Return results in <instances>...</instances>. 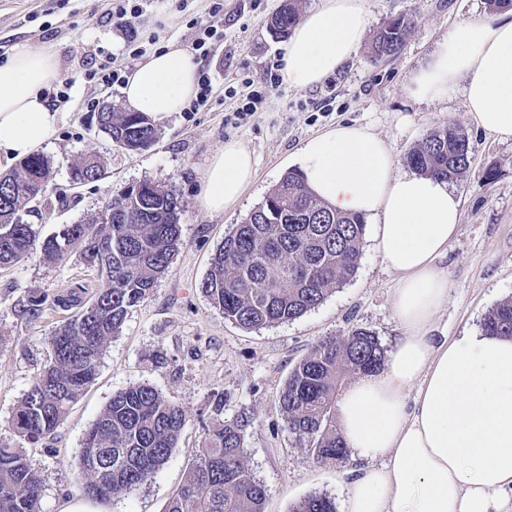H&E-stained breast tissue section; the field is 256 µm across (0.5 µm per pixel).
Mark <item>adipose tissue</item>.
I'll list each match as a JSON object with an SVG mask.
<instances>
[{
	"instance_id": "obj_1",
	"label": "adipose tissue",
	"mask_w": 512,
	"mask_h": 512,
	"mask_svg": "<svg viewBox=\"0 0 512 512\" xmlns=\"http://www.w3.org/2000/svg\"><path fill=\"white\" fill-rule=\"evenodd\" d=\"M368 25L364 0H320L288 40L283 83H321L356 53ZM197 69L187 49L167 45L127 76L124 102L165 120L195 97ZM58 77L54 53L27 43L0 63V157L52 143L63 114L45 91ZM408 89L421 102L461 93L476 128L512 141V17L456 22ZM297 162L316 196L372 220L377 253L396 276L400 335L382 368L352 380L336 402L338 431L357 462L343 512H512V339L481 329L442 342L429 334L448 296L442 261L459 231L460 197L442 180L398 173L387 142L354 124L306 140ZM255 172L252 152L225 141L202 174V208L236 207Z\"/></svg>"
}]
</instances>
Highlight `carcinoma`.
<instances>
[{
  "instance_id": "carcinoma-1",
  "label": "carcinoma",
  "mask_w": 512,
  "mask_h": 512,
  "mask_svg": "<svg viewBox=\"0 0 512 512\" xmlns=\"http://www.w3.org/2000/svg\"><path fill=\"white\" fill-rule=\"evenodd\" d=\"M299 21L297 0H287L270 27L284 38ZM415 20L399 16L376 33V55L401 51ZM99 131L129 151L151 147L156 128L143 112L107 106L96 116ZM413 171L455 181L471 167L469 136L456 123L434 128L405 159ZM50 161L27 157L0 173V267L38 250L49 261L76 251L100 280L93 299L49 338L52 361L17 406L11 425L30 442L51 434L98 374L107 340L119 334L130 308L146 300L168 269L181 241L185 202L171 188L144 180L118 191L98 216L61 224L39 240L20 210L45 197ZM95 154L71 169L75 184L105 178ZM365 219L342 213L316 198L302 173L293 169L245 221L224 237L211 259L201 291L224 318L251 330L295 320L318 307L349 281L360 261ZM482 329L512 337V299L485 316ZM386 350L378 337L357 326L343 336L318 339L292 369L279 392L288 429L314 459L345 460L347 450L336 430L335 405L344 377L376 372ZM185 422L183 411L147 384L115 393L89 428L80 452L84 496L106 501L130 494L166 463ZM241 414L207 430L184 483L165 512H264L265 486L247 465ZM0 512H44L42 478L18 448L0 446ZM295 512H336L334 501L311 494Z\"/></svg>"
}]
</instances>
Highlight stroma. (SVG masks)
Wrapping results in <instances>:
<instances>
[{
	"instance_id": "1",
	"label": "stroma",
	"mask_w": 512,
	"mask_h": 512,
	"mask_svg": "<svg viewBox=\"0 0 512 512\" xmlns=\"http://www.w3.org/2000/svg\"><path fill=\"white\" fill-rule=\"evenodd\" d=\"M137 2L138 16L121 25L112 16L118 0H0V62L19 43L49 45L68 83L67 98L58 104L63 123L43 150L51 164L49 192L34 211L21 214L38 238L62 224L90 221L113 191L143 179L171 185L186 203L181 243L167 272L109 339L85 394L52 435L35 443L18 437L10 420L51 361V334L77 312L55 300L74 290L93 295L98 276L75 252L54 262L35 252L0 268V445L22 449L42 478L45 512H60L82 496L78 456L91 424L114 393L147 384L182 409L183 429L163 467L132 494L114 495L104 512H164L203 445L206 426L243 413L252 420L244 446L252 476L267 489L265 512H292L314 493L342 503V473L353 468V460L317 463L290 433L278 396L292 368L320 337H339L359 326L389 348L399 336L392 311L396 277L377 254L373 226L365 228L356 275L295 320L243 329L225 319L201 284L230 228L244 222L293 168L306 139L339 123L357 124L371 128L402 159L429 131L453 122L467 131L473 162L452 184L462 199V219L443 260L451 287L431 334L440 341L480 328L489 310L512 298V142L478 130L462 95L423 103L407 91L411 73L451 26L486 12V0H365L369 26L362 46L308 89L267 84V72L286 45L269 28L284 0H223V12L214 17L211 0ZM406 14L415 15L417 24L402 51L375 56L371 45L377 30ZM207 22L217 34L208 43V56L199 60L212 83L200 110L176 112L157 123L155 144L138 152L116 146L99 132L96 114L105 103L122 105L121 86L91 80L89 72L107 61L128 75L140 62L130 51L134 45L148 53L170 43L192 48ZM254 91L261 99L252 112H244ZM230 139L253 153L255 179L236 208L212 215L199 203L201 176ZM88 152L101 157L107 176L72 185L71 166ZM491 167L495 178L484 180L483 172ZM62 194L69 206L59 204ZM33 298L44 301L35 318L23 311Z\"/></svg>"
}]
</instances>
